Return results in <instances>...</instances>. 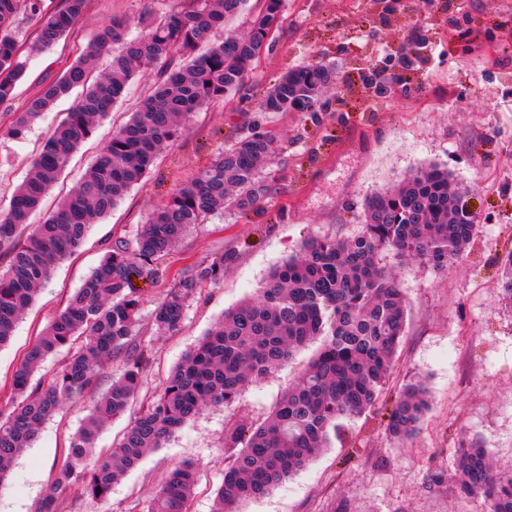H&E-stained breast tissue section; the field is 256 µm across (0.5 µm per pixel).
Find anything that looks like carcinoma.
Instances as JSON below:
<instances>
[{
  "label": "carcinoma",
  "mask_w": 512,
  "mask_h": 512,
  "mask_svg": "<svg viewBox=\"0 0 512 512\" xmlns=\"http://www.w3.org/2000/svg\"><path fill=\"white\" fill-rule=\"evenodd\" d=\"M248 2L183 0L161 18L141 20L144 31L137 35L127 23L111 20L15 115L4 134L22 139L59 101L82 88L0 212V348L14 336L55 264L74 254L90 226L142 183L180 134L183 118L244 85L279 31L285 0H264L246 31L212 39ZM86 5L87 0H59L52 7L46 0H0V104L14 97L29 58L75 33ZM22 12L36 25L30 41L17 36ZM159 64L151 93L105 141L57 209L31 225L76 151L106 120L128 84ZM335 83L336 71L325 64L293 69L269 88L259 110L312 112ZM273 154L274 141L264 134H245L224 147L151 213L131 242L107 250L30 345L14 374L9 405L0 408V482L48 420L95 389L104 366L122 365L112 386L90 402L36 512H60L66 492L107 499L120 476L203 409L234 403L248 385L275 374L309 344H318L315 357L264 421L226 427L231 463L224 469L215 512H238V504L266 495L329 446L340 419L374 407L391 375L407 311L399 276L382 257L391 254L445 269L459 260L476 233L466 195L450 191L451 174L438 165L366 199L363 229L356 237L305 240L272 270L255 297L224 312L134 417L118 446L93 457L103 428L130 410L146 366L145 347L134 339L142 300L131 276L155 274L159 261L214 213L261 202L269 191L263 170ZM223 276L222 255L194 265L158 304L155 328L176 331L186 302ZM61 352L65 357L56 369L36 376L48 358ZM429 407L426 385L408 384L389 416V433L402 440L413 437ZM197 476L194 463L174 466L149 512H188ZM447 480L462 495L482 501L486 512H512V470H500L474 436L461 439L452 471L430 478L434 485Z\"/></svg>",
  "instance_id": "cac0c4a2"
}]
</instances>
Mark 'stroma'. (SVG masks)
<instances>
[{"mask_svg":"<svg viewBox=\"0 0 512 512\" xmlns=\"http://www.w3.org/2000/svg\"><path fill=\"white\" fill-rule=\"evenodd\" d=\"M172 0H88L77 35L31 57L13 100L0 105L8 126L46 78L74 60L97 29L118 18L137 25ZM322 62L336 84L315 112H261L257 102L289 70ZM155 71L137 76L99 130L75 154L59 184L32 216L41 223L80 179L102 139L128 120L152 90ZM388 93H378L376 80ZM72 106L57 103L25 139L0 136V209L56 123ZM270 135L276 155L270 191L243 212L227 210L194 227L162 260L157 275L133 277L142 294L135 339L149 363L142 398L224 314L257 295L269 272L312 236L352 238L367 197L421 167L448 168L477 217L475 237L443 270L401 268L409 310L394 373L375 408L341 420L332 445L298 474L245 502L240 512H484L482 501L451 483L462 434L477 437L497 466L512 468V304L503 301V259L512 251V0H285L283 23L239 92L190 118L145 181L112 214L92 225L77 254L53 270L36 302L0 349V399L28 345L69 294L117 242L131 241L154 207L209 165L248 129ZM224 256V278L190 300L177 331L158 335L152 314L167 288L201 261ZM315 352L300 349L275 375L230 406L204 410L162 448L115 483L106 500L63 495L62 512H147L154 491L180 462L199 464L190 512H212L224 478L227 424L262 422ZM424 381L431 406L416 438L393 439L388 415L398 392ZM85 411L66 404L0 482V512H35Z\"/></svg>","mask_w":512,"mask_h":512,"instance_id":"stroma-1","label":"stroma"}]
</instances>
